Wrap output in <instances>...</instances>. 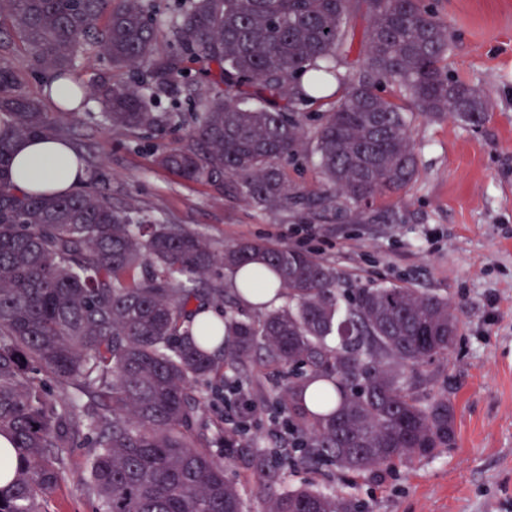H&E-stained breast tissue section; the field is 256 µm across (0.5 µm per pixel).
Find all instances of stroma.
Instances as JSON below:
<instances>
[{
  "mask_svg": "<svg viewBox=\"0 0 512 512\" xmlns=\"http://www.w3.org/2000/svg\"><path fill=\"white\" fill-rule=\"evenodd\" d=\"M448 23V72L478 87L489 112L477 127L452 117L417 118L412 137L418 174L405 190L377 197L366 224L306 222L292 212L260 210L225 187L187 181L158 168L159 145L176 147L185 128L165 138L130 133L90 120L101 112L90 99L87 116L72 125L70 143L85 158L89 180H107L115 205L133 204L159 223L182 224L220 247L239 241L289 245L313 253L361 283L407 285L447 296L458 315L448 358L419 368V396L442 391L455 414V441L431 458L413 460L395 474L350 484L334 468L299 463L282 474V487L310 484L348 493L369 512H512V0H431ZM369 14L351 0L342 69L361 68ZM85 89L131 75L86 47L74 70ZM200 65L171 92L152 100L158 112H196L215 94ZM286 373L226 375L205 394V418L196 444L227 458L225 476L243 484L248 512H263L255 488L244 485L242 460H230L225 429L237 432V449L288 446L290 423L277 393ZM253 405L241 413L239 394ZM90 448H69L47 512H93L87 479Z\"/></svg>",
  "mask_w": 512,
  "mask_h": 512,
  "instance_id": "35a3bbf8",
  "label": "stroma"
}]
</instances>
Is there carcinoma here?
I'll return each instance as SVG.
<instances>
[{"label": "carcinoma", "mask_w": 512, "mask_h": 512, "mask_svg": "<svg viewBox=\"0 0 512 512\" xmlns=\"http://www.w3.org/2000/svg\"><path fill=\"white\" fill-rule=\"evenodd\" d=\"M152 0H0V33L26 46L25 66L69 76L87 45L118 70L148 66L158 89L203 66L224 93L201 111L155 112L140 83L95 88L103 120L158 136L188 128L157 162L192 182L221 184L271 213L297 210L348 224L364 206L417 175L416 115L481 124L488 101L448 74V24L424 0H368L363 69L340 71L349 0H178L159 50ZM0 39V125L16 139L60 138L79 113L50 114L18 89ZM310 74V90L300 87ZM323 122L309 108L336 96ZM392 86L409 112L387 94ZM12 142L0 139V434L17 466L0 488V512H47L64 449L95 448L89 481L95 512H246L224 460L197 447L202 382L299 368L281 391L302 462L367 480L434 455L455 437L448 397L421 401L408 373L450 354L458 317L448 298L399 285H361L312 253L254 241L209 247L180 224H156L133 205H112L103 186L26 194L12 183ZM311 151L321 173L311 189L284 162ZM217 264L242 270L227 292L206 280ZM275 289L283 304L214 322L204 299L241 305ZM87 401L62 405L50 382ZM291 457L251 450L245 483L265 512H364L347 494L311 485L283 489Z\"/></svg>", "instance_id": "obj_1"}]
</instances>
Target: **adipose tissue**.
Segmentation results:
<instances>
[{
	"label": "adipose tissue",
	"mask_w": 512,
	"mask_h": 512,
	"mask_svg": "<svg viewBox=\"0 0 512 512\" xmlns=\"http://www.w3.org/2000/svg\"><path fill=\"white\" fill-rule=\"evenodd\" d=\"M85 179V167L67 142L39 137L14 141L12 182L19 190L66 192Z\"/></svg>",
	"instance_id": "adipose-tissue-1"
}]
</instances>
